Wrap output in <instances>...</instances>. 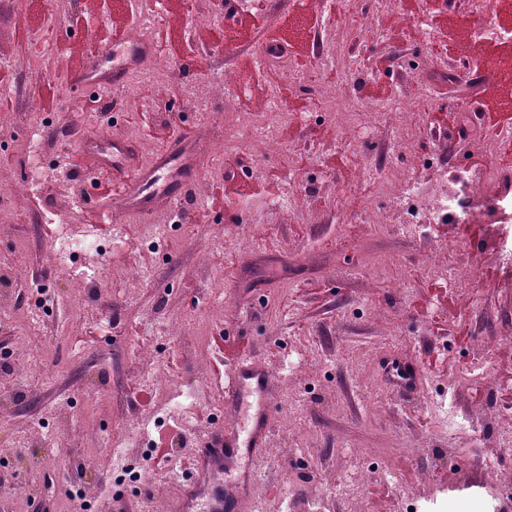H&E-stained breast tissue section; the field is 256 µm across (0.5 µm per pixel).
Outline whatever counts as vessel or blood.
<instances>
[{"instance_id":"b4317fda","label":"vessel or blood","mask_w":512,"mask_h":512,"mask_svg":"<svg viewBox=\"0 0 512 512\" xmlns=\"http://www.w3.org/2000/svg\"><path fill=\"white\" fill-rule=\"evenodd\" d=\"M153 52L150 41L129 44L119 36L100 45L97 53L81 67L67 74L68 86L87 93L119 91L143 59ZM72 143L91 174L107 175L112 181L110 197H97L95 206L107 221L116 223L127 215L152 217L157 211H178L183 196L197 181L202 165L194 138L178 135L158 149L150 163L140 160V147L126 139L105 135L73 137ZM269 375L256 370L253 362L240 358L233 362L224 389V403L241 405L244 394L257 403L268 397ZM268 427L262 413H254L239 429L215 431L199 453L204 460H218L225 468L235 464L239 449L260 453L267 446Z\"/></svg>"}]
</instances>
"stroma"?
Returning a JSON list of instances; mask_svg holds the SVG:
<instances>
[{
  "instance_id": "1",
  "label": "stroma",
  "mask_w": 512,
  "mask_h": 512,
  "mask_svg": "<svg viewBox=\"0 0 512 512\" xmlns=\"http://www.w3.org/2000/svg\"><path fill=\"white\" fill-rule=\"evenodd\" d=\"M142 7L157 16L150 35L160 60L147 79L123 87L118 122L146 163L183 130L206 142L202 196L177 222L162 211L109 224L87 204L85 175L71 169L80 157L62 135L75 124L88 136L109 128L57 65L81 62L112 28L131 32L132 21L114 0H0V72L31 82L27 109L0 90V176L18 174L26 155L16 130L47 117L55 126L34 171L36 195L0 203V262L25 246L31 283L47 280L48 245L63 224L112 249L103 291L111 323L76 312L70 336L44 331L47 370L17 406L20 419L44 422L45 449L22 447L17 426L0 422V453L11 455L0 468V512H33L40 480L51 484L52 512H73L83 487L95 490L96 512H170L181 496L187 512H207L205 498L182 484L187 456L214 428L210 404L227 383L229 344L271 377L269 442L253 462L244 512H312L316 502L322 512H512V498L494 506L484 486L487 464L512 471V444L500 437L512 426V402L501 397L512 388V207L412 232L397 193L357 177L386 151L404 178L423 183L430 205L443 191L428 179L437 165L452 176L506 174L507 141L494 131L512 126V40L475 45L471 36L485 20L512 30V8L386 0L378 18L361 21L356 0H289L281 12L270 0ZM207 11L218 22L197 24ZM319 30L342 66L316 68ZM264 38L287 42L295 66L316 70L322 103L257 63ZM468 48L469 71L451 83L431 79ZM274 88L290 114L278 149L241 142L236 117L262 112ZM403 96L426 99L432 112H459L474 98L489 120L437 127L454 137L442 151L378 113ZM219 184L224 204L213 208L207 198ZM447 256L463 264L466 287L429 273ZM27 294L21 287L0 298V344L22 352ZM218 335L225 346L214 344ZM158 344L176 386L195 398L194 428L180 436L171 396L140 361ZM96 355L102 373L83 378ZM393 355L420 370L414 399L402 398L382 369ZM137 418L157 420L154 435L172 438L163 467L135 441ZM115 439L124 443L118 455L106 450Z\"/></svg>"
}]
</instances>
